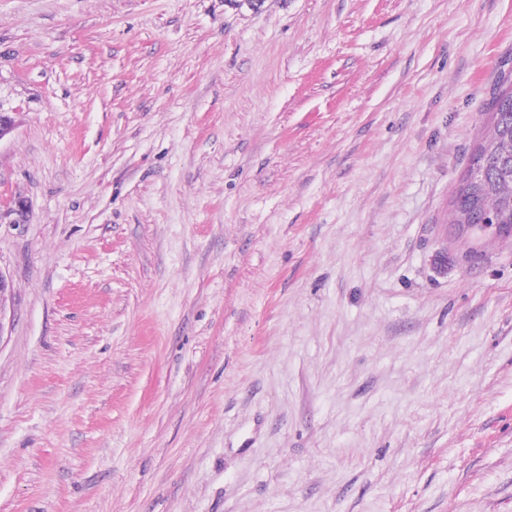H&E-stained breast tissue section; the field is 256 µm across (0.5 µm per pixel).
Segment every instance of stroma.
Returning a JSON list of instances; mask_svg holds the SVG:
<instances>
[{
    "mask_svg": "<svg viewBox=\"0 0 512 512\" xmlns=\"http://www.w3.org/2000/svg\"><path fill=\"white\" fill-rule=\"evenodd\" d=\"M507 77L512 0H0V512H512ZM490 112V128L475 146L451 200L450 224H471L460 227L463 237H486L488 229L510 228L512 233V81L502 82ZM475 169L485 175L479 188L468 182ZM489 214L496 216L497 223L480 224Z\"/></svg>",
    "mask_w": 512,
    "mask_h": 512,
    "instance_id": "stroma-1",
    "label": "stroma"
}]
</instances>
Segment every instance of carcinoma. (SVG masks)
Wrapping results in <instances>:
<instances>
[{"label":"carcinoma","instance_id":"carcinoma-1","mask_svg":"<svg viewBox=\"0 0 512 512\" xmlns=\"http://www.w3.org/2000/svg\"><path fill=\"white\" fill-rule=\"evenodd\" d=\"M490 112V128L452 197V224H479L493 214L512 225V81L502 82Z\"/></svg>","mask_w":512,"mask_h":512}]
</instances>
